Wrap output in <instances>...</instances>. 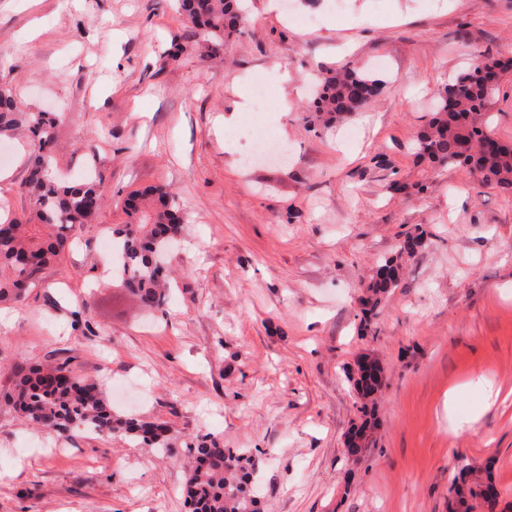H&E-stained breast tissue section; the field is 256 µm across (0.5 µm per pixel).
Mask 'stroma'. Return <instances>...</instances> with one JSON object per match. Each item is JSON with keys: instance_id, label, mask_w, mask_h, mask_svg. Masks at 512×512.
<instances>
[{"instance_id": "obj_1", "label": "stroma", "mask_w": 512, "mask_h": 512, "mask_svg": "<svg viewBox=\"0 0 512 512\" xmlns=\"http://www.w3.org/2000/svg\"><path fill=\"white\" fill-rule=\"evenodd\" d=\"M291 2L243 0L240 34L211 58L170 0H0V86L57 113V173L110 190L25 302L0 304V512H189L181 460L200 436L257 452L265 512H448L449 477L469 464L491 465L497 512H512V197L414 163L439 89L489 55L507 63L489 128L512 140V0ZM324 67L385 87L313 126ZM259 81V124L225 129ZM266 137L286 161L250 157ZM0 152V214H15L31 134L0 136ZM395 180L423 189L396 194ZM158 184L185 226L176 285L149 317L104 274L102 239L129 223L128 195ZM418 228L428 247L362 334L376 266ZM365 355L385 387L353 459L349 375ZM36 362L124 384L113 410L167 424L172 451L30 424L6 394Z\"/></svg>"}]
</instances>
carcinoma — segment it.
<instances>
[{"label": "carcinoma", "instance_id": "carcinoma-1", "mask_svg": "<svg viewBox=\"0 0 512 512\" xmlns=\"http://www.w3.org/2000/svg\"><path fill=\"white\" fill-rule=\"evenodd\" d=\"M179 13L202 36L207 53L218 55L240 31V0H177ZM501 62L491 56L460 73L438 93L428 126L418 136L416 162L432 168H465L479 183L512 195V143L489 138L484 111L498 86ZM383 81L371 72L324 67L313 82L312 121L332 126L377 97ZM27 128L34 136L27 180L30 206L0 222V303L21 304L36 275L59 262L72 247V231L92 224L109 189L101 180L63 181L51 174L55 118L50 112H25L14 92L0 87V135ZM133 222L112 231L119 261L112 272L145 309H160L170 290L161 264L180 233L183 219L175 198L163 186L133 193L125 200ZM425 246L424 233L409 234L398 256L377 267L361 300V327L372 330L382 300L398 286V258L415 256ZM361 401L359 430L374 419L376 390L355 381ZM13 405L29 423L69 437L82 426L112 438L140 440L154 448L171 447L164 424L112 413L102 385L73 376L66 364L28 367L17 384ZM189 464L182 493L191 512H261L253 492L258 461L237 448H224L208 437L188 447ZM449 512H475L481 501L495 512L498 492L482 470L465 465L451 479Z\"/></svg>", "mask_w": 512, "mask_h": 512}]
</instances>
